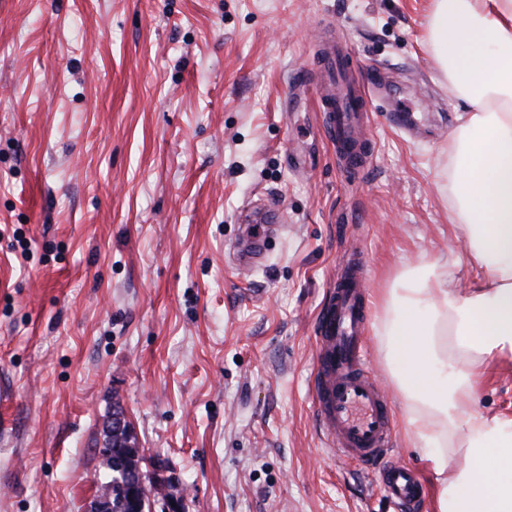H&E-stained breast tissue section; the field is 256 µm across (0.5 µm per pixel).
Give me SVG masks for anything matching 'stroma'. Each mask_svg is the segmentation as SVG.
I'll return each instance as SVG.
<instances>
[{
	"mask_svg": "<svg viewBox=\"0 0 512 512\" xmlns=\"http://www.w3.org/2000/svg\"><path fill=\"white\" fill-rule=\"evenodd\" d=\"M431 0H0V512H88L120 404L184 512H395L377 469L327 449L316 326L342 255L367 303L445 262L458 108L425 43ZM335 37L383 81L345 171L313 89ZM283 229L237 266L239 216ZM394 413L388 461L434 481ZM476 405L512 413V359Z\"/></svg>",
	"mask_w": 512,
	"mask_h": 512,
	"instance_id": "stroma-1",
	"label": "stroma"
}]
</instances>
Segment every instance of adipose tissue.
<instances>
[{"instance_id":"1","label":"adipose tissue","mask_w":512,"mask_h":512,"mask_svg":"<svg viewBox=\"0 0 512 512\" xmlns=\"http://www.w3.org/2000/svg\"><path fill=\"white\" fill-rule=\"evenodd\" d=\"M426 41L461 108L448 222L465 247L401 276L375 330L434 512H512V417L472 406L486 361L512 357V0H433Z\"/></svg>"}]
</instances>
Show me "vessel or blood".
<instances>
[{
  "label": "vessel or blood",
  "mask_w": 512,
  "mask_h": 512,
  "mask_svg": "<svg viewBox=\"0 0 512 512\" xmlns=\"http://www.w3.org/2000/svg\"><path fill=\"white\" fill-rule=\"evenodd\" d=\"M372 91L358 85L338 91L333 80L320 86V109L332 130V146L344 168H361L372 143L366 135ZM279 225L266 224L257 236H244L237 251L240 266H253L263 255V240ZM365 264L362 254L340 261V271L320 319L313 374L317 410L339 458L379 465V479L400 512H415L420 488L412 471L386 464L392 447L391 406L372 377L364 357Z\"/></svg>",
  "instance_id": "obj_1"
}]
</instances>
